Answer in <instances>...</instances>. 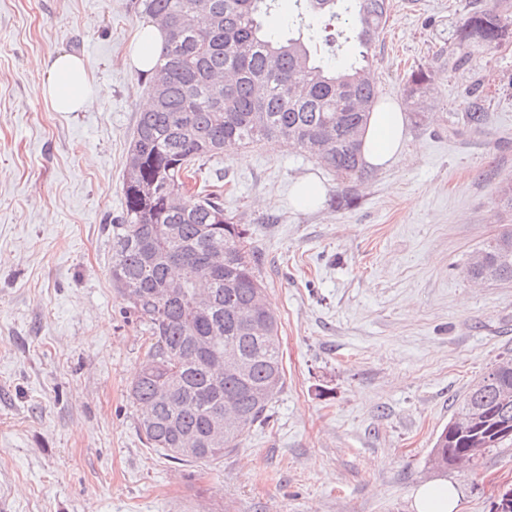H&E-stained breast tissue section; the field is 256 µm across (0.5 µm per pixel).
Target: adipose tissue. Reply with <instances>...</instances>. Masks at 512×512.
<instances>
[{"label": "adipose tissue", "instance_id": "1", "mask_svg": "<svg viewBox=\"0 0 512 512\" xmlns=\"http://www.w3.org/2000/svg\"><path fill=\"white\" fill-rule=\"evenodd\" d=\"M36 98L56 112H81L95 100L91 77L78 56L57 54L46 64V75L34 89ZM405 114L386 99L371 112L362 137V159L367 167H386L397 162L402 149ZM459 488L445 480L420 485L413 494L414 512H457Z\"/></svg>", "mask_w": 512, "mask_h": 512}]
</instances>
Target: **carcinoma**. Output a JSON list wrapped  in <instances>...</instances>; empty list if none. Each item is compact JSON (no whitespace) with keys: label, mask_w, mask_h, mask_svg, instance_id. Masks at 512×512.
I'll list each match as a JSON object with an SVG mask.
<instances>
[{"label":"carcinoma","mask_w":512,"mask_h":512,"mask_svg":"<svg viewBox=\"0 0 512 512\" xmlns=\"http://www.w3.org/2000/svg\"><path fill=\"white\" fill-rule=\"evenodd\" d=\"M301 14L327 19L320 30L298 24L288 37L265 26L275 0H137L151 20L204 17L178 36L164 31L158 61L148 81L152 108L137 115L124 167L125 209L112 231V286L126 311L148 327L155 342L131 386L144 414L138 429L147 443L181 462H211L240 447L245 433L269 418L284 388L277 315L264 307L244 325L238 311L265 296L260 258L245 228L224 213L220 189L192 193L187 179L200 163L226 151L278 138L306 153L324 144L318 162L343 181L366 178L361 136L378 89L367 78L369 54L388 20L390 0H299ZM512 37L508 6H480L455 32L452 49L496 45ZM247 43V56L237 53ZM166 71L163 88L156 86ZM436 72L417 68L403 86L414 112L431 99ZM478 105L454 114L449 131L477 132L488 124ZM481 252L497 265L493 282L512 283V226ZM167 288L176 292L169 295ZM209 294L205 306L195 295ZM236 346L241 372L216 371L224 345ZM175 387L165 401L158 391ZM512 358L505 356L468 390L436 438L430 454L437 469L475 467L483 454L467 449L477 440L485 451L512 447ZM473 409L484 414L463 433L454 424ZM236 421L217 448L188 455L191 439H202L224 412Z\"/></svg>","instance_id":"carcinoma-1"}]
</instances>
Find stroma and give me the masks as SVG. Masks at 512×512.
Wrapping results in <instances>:
<instances>
[{"label":"stroma","instance_id":"stroma-1","mask_svg":"<svg viewBox=\"0 0 512 512\" xmlns=\"http://www.w3.org/2000/svg\"><path fill=\"white\" fill-rule=\"evenodd\" d=\"M134 0H0V512H412L456 483L459 512L512 488V448L475 470L429 463L470 386L512 354V284L464 269L500 230L512 180V40L438 60L480 0H392L371 72L402 100L410 67L439 73L388 169L342 184L263 141L207 160L261 258L286 383L268 423L214 463L146 446L130 397L152 343L110 277L129 141L148 92L130 61ZM83 59L98 97L53 112L31 90L51 55ZM479 103L485 132L453 135ZM318 182L307 208L293 186ZM351 191V204L331 197ZM459 488L448 480H434L420 485L413 494L414 512H457Z\"/></svg>","mask_w":512,"mask_h":512}]
</instances>
